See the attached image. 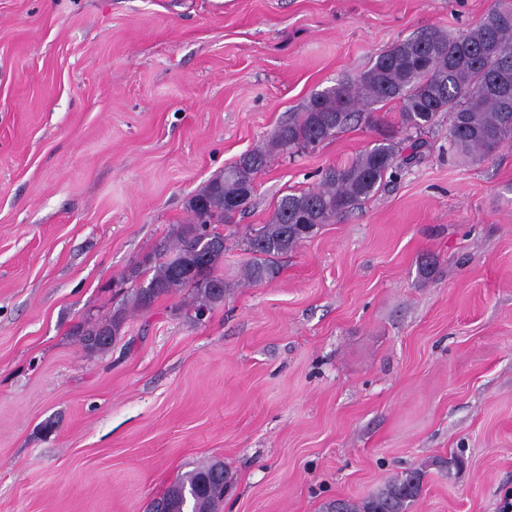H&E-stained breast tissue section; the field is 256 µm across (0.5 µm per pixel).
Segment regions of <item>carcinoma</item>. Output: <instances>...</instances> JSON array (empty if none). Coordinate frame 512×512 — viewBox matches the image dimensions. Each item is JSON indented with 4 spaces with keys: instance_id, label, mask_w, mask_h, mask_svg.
I'll return each mask as SVG.
<instances>
[{
    "instance_id": "carcinoma-1",
    "label": "carcinoma",
    "mask_w": 512,
    "mask_h": 512,
    "mask_svg": "<svg viewBox=\"0 0 512 512\" xmlns=\"http://www.w3.org/2000/svg\"><path fill=\"white\" fill-rule=\"evenodd\" d=\"M393 101L400 104V126L408 133L410 153L402 155L401 142L384 130L373 147L352 161L326 168L317 187L283 195L270 221L242 239L250 254L242 272L246 284L275 277L278 259L305 239L300 225L336 221L374 195L399 166L415 161L424 142L410 133L422 132L439 113H448L450 148L464 157H489L501 141H512V0H495L473 27L457 36L430 27L398 42L356 77L313 95L263 145L211 179L191 199L188 221L138 262L134 278L144 277L150 289H130L108 321L74 327L84 351H106L119 336L127 312L146 310L183 288L195 294L197 319L224 302L227 288L218 270L224 262L226 236L215 225L230 223L249 207L256 177L272 153H302L355 123L375 124L377 106ZM202 241L209 249L199 263L193 245ZM424 477L421 468L407 469L362 500L326 503L325 512H409L422 492ZM227 482L224 463L212 461L182 476L158 501L165 512H220Z\"/></svg>"
}]
</instances>
